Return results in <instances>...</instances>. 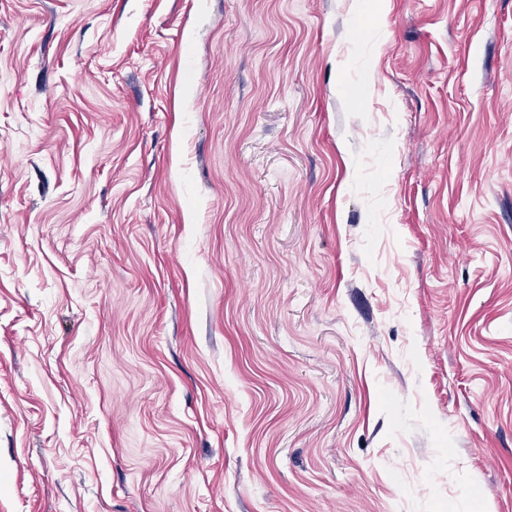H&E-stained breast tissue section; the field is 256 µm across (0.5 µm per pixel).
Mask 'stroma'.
Returning <instances> with one entry per match:
<instances>
[{
	"label": "stroma",
	"instance_id": "1",
	"mask_svg": "<svg viewBox=\"0 0 512 512\" xmlns=\"http://www.w3.org/2000/svg\"><path fill=\"white\" fill-rule=\"evenodd\" d=\"M0 512H512V0H0Z\"/></svg>",
	"mask_w": 512,
	"mask_h": 512
}]
</instances>
